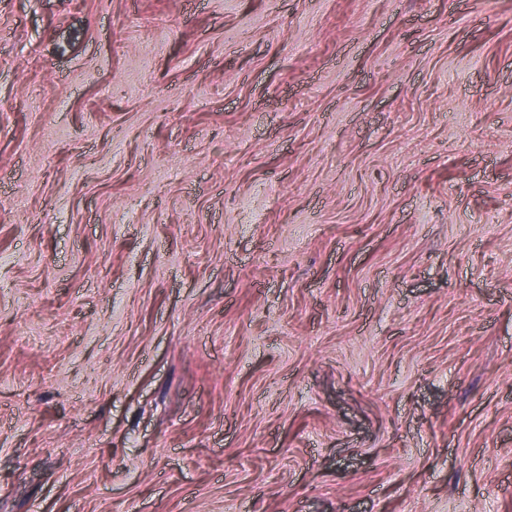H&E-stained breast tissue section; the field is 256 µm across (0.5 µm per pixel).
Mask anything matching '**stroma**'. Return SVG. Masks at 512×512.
<instances>
[{
  "instance_id": "35a3bbf8",
  "label": "stroma",
  "mask_w": 512,
  "mask_h": 512,
  "mask_svg": "<svg viewBox=\"0 0 512 512\" xmlns=\"http://www.w3.org/2000/svg\"><path fill=\"white\" fill-rule=\"evenodd\" d=\"M0 512H512V0H0Z\"/></svg>"
}]
</instances>
